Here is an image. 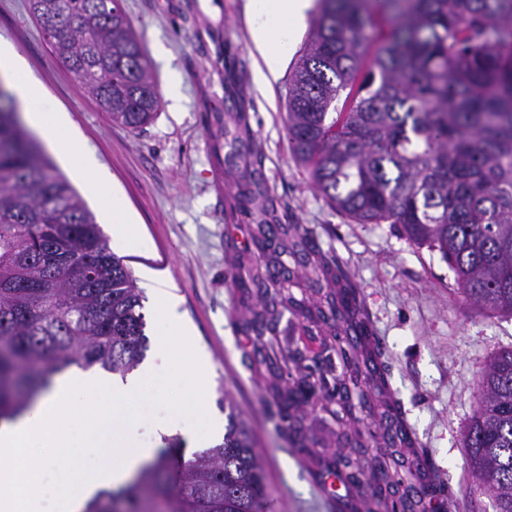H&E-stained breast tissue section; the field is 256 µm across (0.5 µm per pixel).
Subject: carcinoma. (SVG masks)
<instances>
[{
	"label": "carcinoma",
	"mask_w": 512,
	"mask_h": 512,
	"mask_svg": "<svg viewBox=\"0 0 512 512\" xmlns=\"http://www.w3.org/2000/svg\"><path fill=\"white\" fill-rule=\"evenodd\" d=\"M56 59L112 122L150 124L159 91L122 0H27ZM288 77L289 148L334 211L394 224L440 254L456 294L512 317V0H317ZM347 95L336 106L340 92ZM258 246L290 224H257ZM264 309L249 326L262 335ZM142 296L75 190L0 85V421L29 409L66 368L125 376L146 350ZM354 285L319 321L358 354L368 329ZM264 361L302 354L256 346ZM465 436L479 499L512 512V347L476 382ZM382 466L417 512L428 493ZM269 491L245 425L229 407L224 441L188 459L158 455L87 512H264Z\"/></svg>",
	"instance_id": "obj_1"
}]
</instances>
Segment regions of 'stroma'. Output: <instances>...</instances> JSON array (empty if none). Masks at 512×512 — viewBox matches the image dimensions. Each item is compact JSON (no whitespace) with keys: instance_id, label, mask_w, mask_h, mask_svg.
<instances>
[{"instance_id":"stroma-1","label":"stroma","mask_w":512,"mask_h":512,"mask_svg":"<svg viewBox=\"0 0 512 512\" xmlns=\"http://www.w3.org/2000/svg\"><path fill=\"white\" fill-rule=\"evenodd\" d=\"M139 34L158 89L168 71L182 75L180 107L162 99L155 120L133 132L113 124L80 91L51 53L27 0H0V42L12 47L39 95L67 113L81 149L93 155L143 238L123 253L137 285L152 270L171 285L191 327L190 353L208 365V395L194 416L198 435L209 420L225 421V401L241 412L271 489V512H391L372 508L366 484L336 474V461L354 455L353 430L383 446V426L399 417L409 436L405 455L427 458L420 480L434 485L425 512H458L470 477L464 439L476 408L475 381L499 350L512 347V318L485 317L458 299L454 274L438 253L418 247L391 224H357L331 210L311 186L288 147L286 92L291 66L313 27L305 22L288 48L278 79L255 81L261 59L250 35L249 0H123ZM269 196L266 219L297 224L309 234V268L293 289L292 320H280V344L320 358L334 339L313 320L316 307L340 282L313 281V266L341 263L357 287L368 350L379 353L376 373L363 362L336 365L322 377L312 367L315 394L295 410L301 447L288 442L284 412L274 394L295 387V366L247 359L253 338L244 323L261 308L257 285H238L239 266L276 268L279 255L254 239L258 215L241 195L257 187ZM370 395L354 406L346 427L332 414L337 378ZM179 392L148 384L127 408L131 442L152 439V423L184 403Z\"/></svg>"}]
</instances>
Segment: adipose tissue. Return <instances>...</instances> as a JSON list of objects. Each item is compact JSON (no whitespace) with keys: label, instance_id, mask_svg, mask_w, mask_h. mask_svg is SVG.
Segmentation results:
<instances>
[{"label":"adipose tissue","instance_id":"ef3b65f1","mask_svg":"<svg viewBox=\"0 0 512 512\" xmlns=\"http://www.w3.org/2000/svg\"><path fill=\"white\" fill-rule=\"evenodd\" d=\"M311 8L312 0H252L251 38L263 62L258 70L259 84L267 86L276 79L288 52V40L284 34L275 32V24H283L286 30L294 29L304 22ZM0 71L10 74L14 92L26 109L29 126L42 136L49 148L64 155L89 194L102 203L113 245L121 249L138 248L142 240L135 225L130 223L123 202L113 197L96 159L74 144L66 113L51 109L10 59H0ZM147 280L153 292L156 342L155 354L147 364L123 378L94 368L70 367L21 417L0 422V466L8 465L18 452L35 447L41 450L39 457L29 459L22 472L0 476V512H44L41 472L49 465L64 471L56 489L59 512H85L99 494L126 484L157 455L164 440L178 436L196 442L193 417L180 406L155 424L152 443L148 446H127V434L119 426L123 401L138 394L149 377L162 374L181 382L188 398L195 401L207 393L206 364L201 356L191 357L183 350L189 328L179 311L176 296L157 275L148 274ZM78 392L83 393L85 399L75 406L71 398ZM75 428L82 431L85 448L100 457L92 472L72 466L71 431ZM106 429L112 432V443L103 446L96 437ZM116 448L123 451L117 462L112 459Z\"/></svg>","mask_w":512,"mask_h":512}]
</instances>
